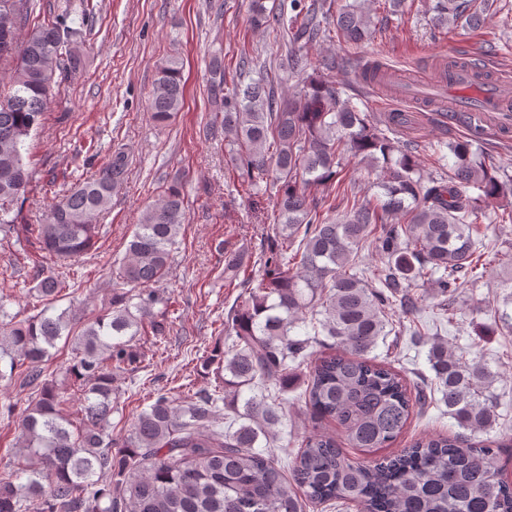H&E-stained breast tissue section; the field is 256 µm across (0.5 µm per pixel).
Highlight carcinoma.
<instances>
[{
	"label": "carcinoma",
	"mask_w": 512,
	"mask_h": 512,
	"mask_svg": "<svg viewBox=\"0 0 512 512\" xmlns=\"http://www.w3.org/2000/svg\"><path fill=\"white\" fill-rule=\"evenodd\" d=\"M367 0H247L255 29L273 33L278 66L253 63V77L227 80L224 57L210 61L213 116L205 136H224L231 165L276 189L273 222L265 229L259 269L241 282V300L227 316L232 344L206 362L216 366L224 393L203 392L189 401L164 394L136 415L128 435L112 437L117 405L112 370L136 368L139 336L162 338L168 322L154 307L167 302L154 287L168 274L177 237L188 223L180 182L165 186L143 210L126 247L121 282L107 309L91 322L72 309L51 315L68 288L49 272L38 279L43 308L15 320L0 304V363L20 378L32 398L19 424L20 449L33 459L25 469L0 473V512H305L308 507L357 502L363 512H512V484L502 478L495 450L458 435L420 434L407 447L362 462L350 460L336 437L311 433L302 448L277 467L274 451L256 450L284 416L280 392L293 383L291 366L310 361L300 398L310 415L338 422L352 448H383L404 432L425 395L410 394L400 372L370 356L378 340L395 331V316L412 312L408 289L431 280L453 297L468 279L489 271L482 261L480 219L491 199L512 194V175L484 155L470 138L438 144L436 162L446 168L424 177L418 159L398 149L353 102L342 96L326 60L307 72L305 47L337 38L359 47L373 30ZM489 0H435L433 27L486 24ZM86 8L70 26L50 8L35 14V0H0V67L12 72L0 95V232L14 231L29 172L25 143L41 126L55 76L83 73L81 50ZM362 84L380 89L386 70L378 60L359 68ZM285 81L294 85L278 94ZM183 62H161L149 109L165 124L184 102ZM382 162L378 192L360 194L346 180L344 156ZM129 165L125 150L68 189L42 224L21 230L36 248L73 260L95 246L98 215ZM480 194L473 196L470 189ZM373 246L384 264L361 267V251ZM315 321L335 352L308 359L310 339L290 337L298 321ZM74 357L64 380L82 392L80 428L60 410L63 386L46 377L58 341ZM428 361L441 402L458 426L473 432L498 420L501 397L495 373L430 344ZM233 413L235 430L216 431L218 403Z\"/></svg>",
	"instance_id": "1"
}]
</instances>
